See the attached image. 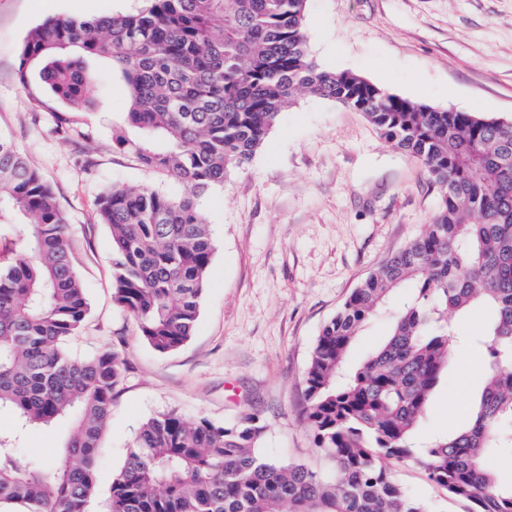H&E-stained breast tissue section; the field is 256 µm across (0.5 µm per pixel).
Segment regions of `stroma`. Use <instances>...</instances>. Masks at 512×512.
Segmentation results:
<instances>
[{"label":"stroma","mask_w":512,"mask_h":512,"mask_svg":"<svg viewBox=\"0 0 512 512\" xmlns=\"http://www.w3.org/2000/svg\"><path fill=\"white\" fill-rule=\"evenodd\" d=\"M143 0H0V136L52 187L65 214L76 270L90 304L71 347L118 351L126 362L112 398L90 512H107L112 475L141 426L172 410L231 424L259 415L263 457L318 464L303 419L304 373L322 326L346 298L435 213L439 191L423 166L388 142L361 113L301 95L264 144L224 186L203 197L216 251L192 339L160 354L133 315L112 298V237L96 198L105 187H177L113 142L129 109L124 82L94 62L101 112H77L82 139L53 130L52 113L30 112L18 79L21 46L53 16L130 12ZM308 51L322 68L350 71L400 97L437 109L512 122V0H307ZM484 359L457 344L435 387L418 442L467 424ZM66 424L32 429L22 461L48 462ZM395 481L430 512H471L414 463L391 466Z\"/></svg>","instance_id":"stroma-1"}]
</instances>
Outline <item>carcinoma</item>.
<instances>
[{"instance_id": "cac0c4a2", "label": "carcinoma", "mask_w": 512, "mask_h": 512, "mask_svg": "<svg viewBox=\"0 0 512 512\" xmlns=\"http://www.w3.org/2000/svg\"><path fill=\"white\" fill-rule=\"evenodd\" d=\"M133 14L51 17L20 51L32 109L75 134L72 113L93 104L92 58L128 87L118 148L180 187L112 185L97 197L112 231V296L140 335L167 354L194 335L216 250L199 199L248 164L299 93L364 115L417 159L440 199L432 222L355 289L321 329L306 375L304 418L325 468L261 456L265 425H232L169 411L149 419L112 476L109 512H428L387 462L412 461L472 512H512V482L485 466L512 452V124L393 95L309 56L307 0H146ZM14 232L0 269V512H88L100 436L125 362L115 350L69 348L89 315L55 194L0 137V226ZM399 288L410 290L390 335L355 369L345 356ZM485 307L487 327L466 336L487 372L470 423L423 445L417 431L447 364L452 318ZM69 423L54 457L26 463L17 442L32 426Z\"/></svg>"}]
</instances>
